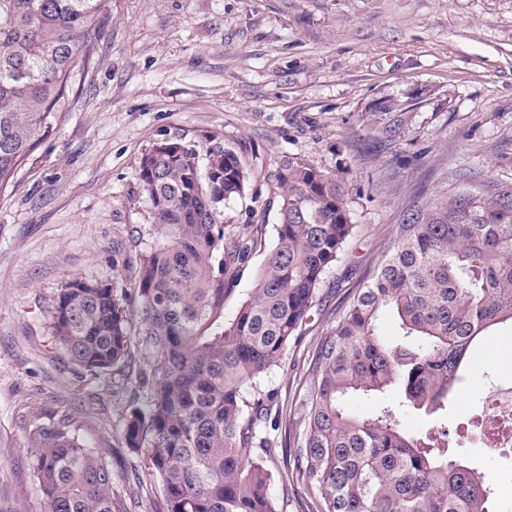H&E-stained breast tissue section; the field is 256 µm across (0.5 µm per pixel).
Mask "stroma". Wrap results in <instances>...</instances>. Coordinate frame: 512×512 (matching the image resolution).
Returning a JSON list of instances; mask_svg holds the SVG:
<instances>
[{"mask_svg":"<svg viewBox=\"0 0 512 512\" xmlns=\"http://www.w3.org/2000/svg\"><path fill=\"white\" fill-rule=\"evenodd\" d=\"M94 63L78 76L67 112L0 192V512H38L34 417L72 414L80 438L104 449L120 512H159L143 457L126 448L124 418L143 401L127 368L93 375L66 357L50 322L64 285L80 277L128 285L159 229L137 178L157 142L205 148L211 136L249 172L226 205L227 233L255 223L262 243L224 295L232 317L276 240L277 176L285 155L343 179L353 232L319 289L317 306L263 379L279 429H295L318 341L423 197L512 186V0H112ZM400 113H381L380 102ZM394 125L391 141L382 129ZM493 331L472 377L512 383ZM448 442L492 485L512 486V454ZM280 512H312L286 479L285 454L265 459Z\"/></svg>","mask_w":512,"mask_h":512,"instance_id":"obj_1","label":"stroma"}]
</instances>
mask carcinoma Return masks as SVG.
<instances>
[{
	"label": "carcinoma",
	"instance_id": "carcinoma-1",
	"mask_svg": "<svg viewBox=\"0 0 512 512\" xmlns=\"http://www.w3.org/2000/svg\"><path fill=\"white\" fill-rule=\"evenodd\" d=\"M111 18L109 0H0V190L69 110L77 69L92 63ZM138 178L164 241L141 256L121 298L109 284L71 279L54 335L93 375L124 365L133 336L143 337L151 363L135 378L146 396L125 417L123 440L146 457L163 512H279L263 461L278 450L275 392L260 377L284 360L352 234L343 182L284 157L275 246L226 321V286L256 244L224 233V204L249 179L240 158L219 142L201 153L172 140L142 157ZM508 321L512 187L406 209L311 362L288 454L315 512H488L487 476L448 453L445 417L413 431L400 414L448 412L473 347ZM389 389L401 399L369 417L348 407ZM27 435L41 512H116L109 462L79 439L74 417L36 420Z\"/></svg>",
	"mask_w": 512,
	"mask_h": 512
}]
</instances>
